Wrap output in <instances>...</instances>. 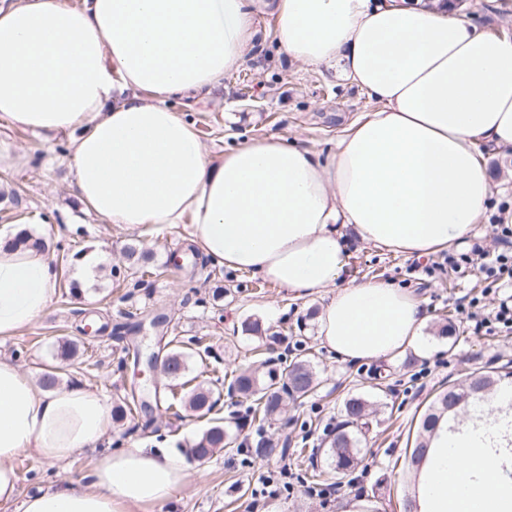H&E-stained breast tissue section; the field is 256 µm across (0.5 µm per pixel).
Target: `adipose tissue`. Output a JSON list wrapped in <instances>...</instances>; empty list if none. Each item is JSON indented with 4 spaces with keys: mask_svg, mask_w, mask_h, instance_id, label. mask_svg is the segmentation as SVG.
Returning a JSON list of instances; mask_svg holds the SVG:
<instances>
[{
    "mask_svg": "<svg viewBox=\"0 0 512 512\" xmlns=\"http://www.w3.org/2000/svg\"><path fill=\"white\" fill-rule=\"evenodd\" d=\"M261 0H0V122L69 136L81 202L104 223H189L213 263L291 291L336 293L318 315L323 346L347 360L424 351L420 301L383 281L345 280L341 228L386 251L427 257L464 242L492 196L481 146L512 152V38L442 0H274L283 53L337 69L375 103L319 156L277 137L206 150L183 110L253 48ZM0 228V339L46 311L57 274L44 250ZM512 386L440 432L422 512H512L502 470ZM111 425L88 388L47 391L0 360V507L149 512L187 471L175 449H100ZM50 463L92 455L85 483L18 497L22 452Z\"/></svg>",
    "mask_w": 512,
    "mask_h": 512,
    "instance_id": "adipose-tissue-1",
    "label": "adipose tissue"
}]
</instances>
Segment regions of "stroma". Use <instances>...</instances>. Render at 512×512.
<instances>
[{"mask_svg":"<svg viewBox=\"0 0 512 512\" xmlns=\"http://www.w3.org/2000/svg\"><path fill=\"white\" fill-rule=\"evenodd\" d=\"M459 11L485 31L512 36V0H462ZM255 26L256 44L247 61L225 74L223 85L191 102L189 115L203 145L218 152L245 139L274 135L327 154L347 123L373 108V101L333 71L305 67L281 54L270 14H257ZM0 143L31 155L21 168L0 163V225L22 213H48L50 223L32 224L28 230L45 239L58 273L52 303L34 325L0 340V360L40 375L55 371L62 384L86 387L110 405L128 406L126 419L112 425L103 447L150 443L184 455L186 483L159 512H346L354 501L363 503L366 512H403L411 490L405 452L435 396L475 370L512 371V332H475L467 314L471 298L495 303L494 286L470 269L449 267L447 251L427 258L396 255L343 229L346 278L382 280L413 293L435 334L424 356L409 352L384 361L346 360L323 348L317 336L319 305L333 296V289L301 298L258 275L205 258L196 266L177 268L168 256L190 245L191 226L127 230L102 222L78 200L67 164L68 136L45 144L32 133L0 124ZM486 160L494 177L493 195L483 224L460 244L463 252L477 245L494 247L501 225H512V157L490 153ZM129 245L152 250L159 275L131 273L123 255ZM91 251L102 259L100 277L93 288L71 293L81 256ZM248 320L260 322L261 334L244 332ZM142 341L160 359L174 345L208 348L207 359L191 358L189 374L197 385L211 389L213 410L196 412L174 403L182 388L161 370L143 373L131 357ZM307 349L319 380L314 394L289 405L265 432L248 424L237 433L234 449L204 460L190 457L191 446L211 425L233 421L251 408V400L228 392L236 370L280 371ZM354 394L372 402V427L356 469L325 500L313 495L307 475L326 468L324 427L341 423L340 406ZM262 436L274 441L277 454L256 456ZM91 463L86 452L53 465L22 453L15 462L20 493L79 480ZM283 465L294 475L293 490L263 487V478Z\"/></svg>","mask_w":512,"mask_h":512,"instance_id":"obj_1","label":"stroma"}]
</instances>
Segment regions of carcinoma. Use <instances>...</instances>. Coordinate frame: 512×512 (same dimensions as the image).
Listing matches in <instances>:
<instances>
[{
    "instance_id": "cac0c4a2",
    "label": "carcinoma",
    "mask_w": 512,
    "mask_h": 512,
    "mask_svg": "<svg viewBox=\"0 0 512 512\" xmlns=\"http://www.w3.org/2000/svg\"><path fill=\"white\" fill-rule=\"evenodd\" d=\"M127 257H137L141 269L154 266V253L150 250H137L127 247ZM189 370L188 355L178 348L171 349L163 362V373L173 381H180ZM283 382L276 381V375L269 373L263 378L256 370H241L231 382V391L245 397H253L256 412L263 422H271L282 413L286 399L302 397L316 387L311 360L303 358L284 368ZM502 376L493 373L474 372L462 383L450 385L440 391L428 411L423 415L417 427L413 448L407 456L408 468L420 465L432 447V440L440 421L449 414L448 400L455 399L465 404L472 400L484 398L501 384ZM189 407L198 412L211 411L214 401L210 390L196 387L188 397ZM344 423L331 434L326 455L336 481L351 475L358 465L360 453L358 434L369 428L368 401L353 395L343 403ZM233 443L228 427L215 424L190 448L192 456L203 459L213 455L217 450Z\"/></svg>"
}]
</instances>
